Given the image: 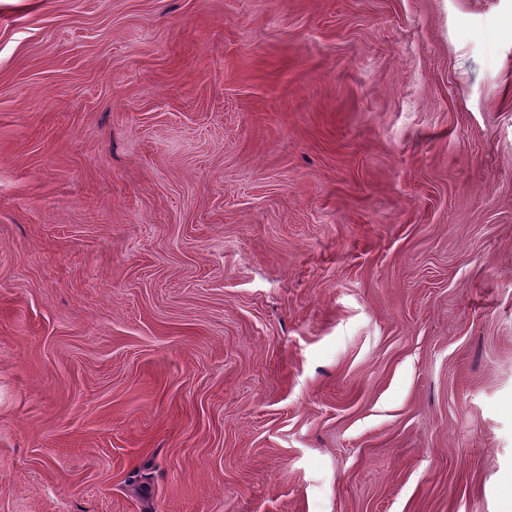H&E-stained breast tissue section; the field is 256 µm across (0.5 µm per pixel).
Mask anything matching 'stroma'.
Wrapping results in <instances>:
<instances>
[{"label": "stroma", "mask_w": 512, "mask_h": 512, "mask_svg": "<svg viewBox=\"0 0 512 512\" xmlns=\"http://www.w3.org/2000/svg\"><path fill=\"white\" fill-rule=\"evenodd\" d=\"M512 0H0V512H505Z\"/></svg>", "instance_id": "35a3bbf8"}]
</instances>
